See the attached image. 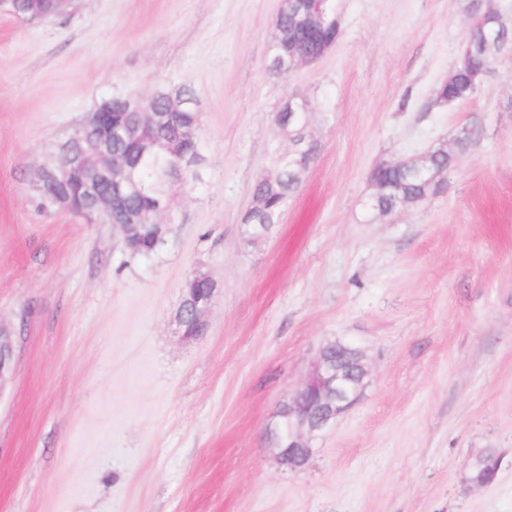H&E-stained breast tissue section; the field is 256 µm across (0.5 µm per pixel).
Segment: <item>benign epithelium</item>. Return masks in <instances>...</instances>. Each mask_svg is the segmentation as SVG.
Listing matches in <instances>:
<instances>
[{"instance_id": "1", "label": "benign epithelium", "mask_w": 512, "mask_h": 512, "mask_svg": "<svg viewBox=\"0 0 512 512\" xmlns=\"http://www.w3.org/2000/svg\"><path fill=\"white\" fill-rule=\"evenodd\" d=\"M328 0H302L303 27L296 36V46L288 57L268 70L275 77H283L293 70L311 64L327 55L336 46V40L315 41L317 33L327 25ZM501 21L499 10L488 0L483 12L476 14L474 26L482 27ZM124 111L136 117L135 129L119 128L124 135H143L163 119L155 108L154 96L128 97ZM112 99H103L74 128L71 136L58 142L49 158L33 172L32 184L55 191L53 201L68 212L75 211L70 195L77 185L83 196L92 199L96 207L93 218L110 223L112 211L124 205L121 194L123 183L130 178L124 158L112 149ZM194 137L189 130L187 140L173 141L166 146V153L174 160L187 157V142ZM171 206L153 211L149 223L134 219L129 224H119L114 229L121 235L126 249L140 243L143 234L151 232L159 237L169 223ZM203 283L215 292L214 281L201 274L186 282L182 303L176 317L178 330L186 339L187 318L197 326V335L205 330V317L212 307L214 297L206 300L195 297L194 289ZM13 331L0 325V381L6 380L13 369ZM368 368L362 351L339 341L323 345L314 358L310 370L294 396L277 410L273 421L265 429V437L277 450L279 460L291 470L302 468L313 453V438L345 412L359 397L365 387Z\"/></svg>"}]
</instances>
